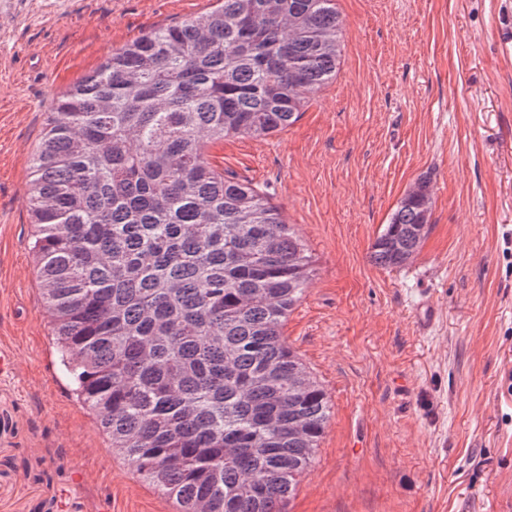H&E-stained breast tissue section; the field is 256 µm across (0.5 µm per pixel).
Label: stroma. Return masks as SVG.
I'll return each instance as SVG.
<instances>
[{
  "instance_id": "1",
  "label": "stroma",
  "mask_w": 512,
  "mask_h": 512,
  "mask_svg": "<svg viewBox=\"0 0 512 512\" xmlns=\"http://www.w3.org/2000/svg\"><path fill=\"white\" fill-rule=\"evenodd\" d=\"M214 0L0 9V512H177L64 375L25 195L58 96L112 50ZM344 59L301 118L210 144L264 190L315 275L282 333L331 413L282 512H512V0H336ZM429 176L430 229L370 260ZM436 307L431 325L415 318Z\"/></svg>"
}]
</instances>
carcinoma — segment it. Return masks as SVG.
<instances>
[{
  "label": "carcinoma",
  "instance_id": "carcinoma-1",
  "mask_svg": "<svg viewBox=\"0 0 512 512\" xmlns=\"http://www.w3.org/2000/svg\"><path fill=\"white\" fill-rule=\"evenodd\" d=\"M335 0H215L61 95L27 203L59 361L133 474L178 512H282L330 416L282 337L314 269L281 209L206 158L295 123L336 78ZM429 181L371 252L400 268Z\"/></svg>",
  "mask_w": 512,
  "mask_h": 512
}]
</instances>
